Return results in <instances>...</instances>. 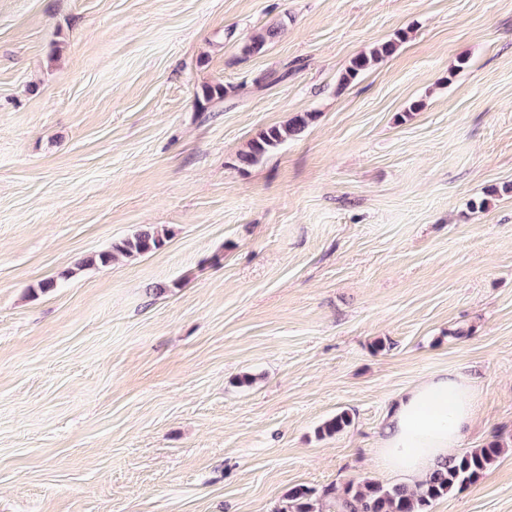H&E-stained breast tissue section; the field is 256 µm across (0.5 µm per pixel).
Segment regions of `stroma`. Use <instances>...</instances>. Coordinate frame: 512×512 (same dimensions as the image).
Masks as SVG:
<instances>
[{"label":"stroma","instance_id":"stroma-1","mask_svg":"<svg viewBox=\"0 0 512 512\" xmlns=\"http://www.w3.org/2000/svg\"><path fill=\"white\" fill-rule=\"evenodd\" d=\"M145 227L171 236L78 269ZM447 369L461 450L505 449L432 512H512V0H0V512L401 483L381 424ZM406 35V32H398L395 35V39L386 41L379 47L372 50L370 54H360L352 58L342 75L341 81L344 84L351 82L361 73L372 67L376 62L392 54L396 50L398 44L405 40ZM317 118L318 115L314 112L298 113L289 119L287 124L262 131L249 142L247 149L239 154L240 165L246 167L257 165L286 140L300 134Z\"/></svg>","mask_w":512,"mask_h":512}]
</instances>
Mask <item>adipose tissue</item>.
I'll use <instances>...</instances> for the list:
<instances>
[{"label": "adipose tissue", "instance_id": "obj_1", "mask_svg": "<svg viewBox=\"0 0 512 512\" xmlns=\"http://www.w3.org/2000/svg\"><path fill=\"white\" fill-rule=\"evenodd\" d=\"M478 396L469 380L444 370L401 391L387 412L379 458L390 472L425 478L459 447L474 423Z\"/></svg>", "mask_w": 512, "mask_h": 512}]
</instances>
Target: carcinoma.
Instances as JSON below:
<instances>
[{
	"label": "carcinoma",
	"mask_w": 512,
	"mask_h": 512,
	"mask_svg": "<svg viewBox=\"0 0 512 512\" xmlns=\"http://www.w3.org/2000/svg\"><path fill=\"white\" fill-rule=\"evenodd\" d=\"M278 33L268 28L253 36L245 46L248 54L261 53L266 44ZM406 38L401 31L395 39L389 40L368 54H360L350 60L342 75L345 84L356 79L382 58L392 54L399 43ZM318 114L303 112L294 115L288 123L270 127L251 140L247 149L238 156L242 166H254L276 150L286 140L300 134L315 122ZM166 230H140L130 236L112 241L104 251L93 253L81 262L83 267L106 266L118 256L136 257L160 249L168 237ZM352 423V416L342 411L325 421L318 429L321 435L333 436ZM503 446L494 439L481 448H473L457 455H451L439 462L430 475L414 485L405 483L383 484L375 480H364L343 485H332L319 493L307 486H298L288 494L289 512H320V497L330 499L335 512H431L437 500L463 490L475 482L490 468L502 454Z\"/></svg>",
	"instance_id": "carcinoma-1"
}]
</instances>
